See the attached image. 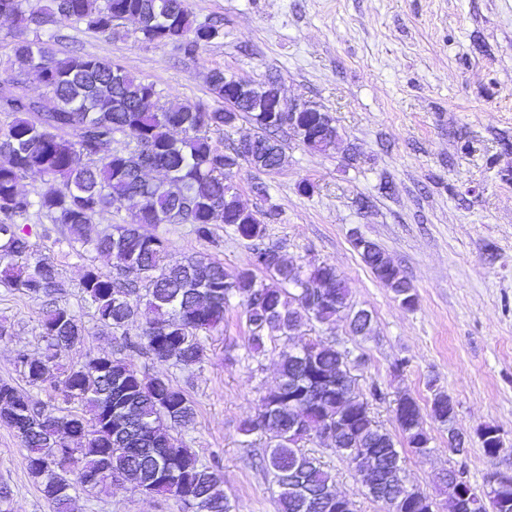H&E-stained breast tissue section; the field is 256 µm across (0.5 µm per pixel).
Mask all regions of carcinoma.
I'll return each instance as SVG.
<instances>
[{
    "mask_svg": "<svg viewBox=\"0 0 512 512\" xmlns=\"http://www.w3.org/2000/svg\"><path fill=\"white\" fill-rule=\"evenodd\" d=\"M0 17L15 23L9 62L14 74L0 81V112L12 116L0 130V287L30 297L59 291L56 270L47 257L31 258L29 232L20 220L34 211L66 229L76 239L84 229L114 209L128 211L129 221L98 236L94 249L113 260V273L85 267L80 283L85 301L101 326L124 337L129 355L146 354L181 369L203 361V336L224 322L236 299L249 328V349L260 355L272 333L290 336L300 320L322 325L352 307L350 289L326 262L303 267L266 243L272 213L253 212L240 202L230 179L242 165L264 173L277 171L283 148L277 133L288 128L278 113L267 111L261 92L240 95L224 90V71L214 69L209 87L219 106L161 101L151 82L139 80L118 62L67 53L62 56L26 37L31 27L65 21L83 22L100 34L114 35L119 22L134 19L143 39L171 42L188 58L218 37V28L197 21L187 0H0ZM35 80L52 106L25 92ZM248 119L256 128L250 155L239 158L234 146L221 147L212 134ZM306 132L295 136L310 149L336 144V125L325 112L303 113ZM121 134L134 147L103 154L100 144ZM164 174L154 180L143 171ZM39 173L59 187L32 199L21 180ZM230 226L250 251L248 266L227 271L218 261L194 256L169 264L160 237L143 231L146 224H189L197 239L213 238L212 225ZM353 246L373 276L412 309L416 290L408 277L372 241ZM263 272L266 283L257 277ZM138 322L132 337L127 327ZM84 322L67 304L53 301L41 320L43 352L17 356L26 382H43V367L60 365L66 352L84 341ZM349 352L322 339L279 352L280 380L260 398L255 415L244 419V435L266 436L263 463L279 487V512H336L332 475L304 443L338 425L336 452L345 459L356 449L379 454L372 499L391 512L403 465L392 434L372 414L345 359ZM64 402L85 410L44 405L15 386L0 383V422L14 430L26 451L29 474L53 507L68 512L72 493L87 489L84 478L104 468L148 496L173 494L172 479L182 486L178 500L193 512H234L220 493L219 467L201 463L192 449L173 436L195 420L194 402L166 377L142 372L126 357L94 355L64 370ZM129 406L131 420H107L116 398ZM396 421L406 447L430 450L422 426V409L410 396ZM430 413L446 429L454 428L453 400L433 394ZM144 423L142 431L130 421ZM488 474L486 488H471L479 512H512V485L496 489ZM435 502L418 492L405 512H435Z\"/></svg>",
    "mask_w": 512,
    "mask_h": 512,
    "instance_id": "obj_1",
    "label": "carcinoma"
}]
</instances>
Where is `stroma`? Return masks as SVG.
<instances>
[{"instance_id": "obj_1", "label": "stroma", "mask_w": 512, "mask_h": 512, "mask_svg": "<svg viewBox=\"0 0 512 512\" xmlns=\"http://www.w3.org/2000/svg\"><path fill=\"white\" fill-rule=\"evenodd\" d=\"M198 21L217 23L218 38L188 58L176 45L143 40L134 21L110 38L86 24L65 22L29 31L59 52L109 57L154 83L167 101L215 106L207 75L215 68L254 81L277 79L284 95L330 113L341 135L326 151L282 136L285 162L276 172L243 168L234 184L252 211L276 208L269 242L296 263L335 265L354 306L371 311L369 338L351 335L346 315L333 325H302L289 338L251 356L248 327L238 306L205 336V359L182 370L144 354L134 365L181 387L194 401L195 423L178 437L198 459L219 466L223 491L236 512H278L277 487L260 467L263 435L244 436L259 396L279 382L278 353L314 337L351 350L361 391L378 386L370 407L391 434L397 396L428 408L435 391L455 404V427L467 454L448 450V431L431 416L427 455L405 452L410 484L437 504L447 500L448 470L464 471L476 489L492 469L479 434L497 427L512 447V0H188ZM265 182L267 196L253 193ZM310 185L301 193L300 182ZM29 241L54 263L68 304L87 336L66 364L119 354L123 337L94 318L79 283L86 266L112 269L92 246L67 233L44 234L29 217ZM167 258L190 256L246 266L249 250L229 227L214 225V242L198 240L187 224H161ZM377 243L411 279L415 309L403 307L379 283L353 247L354 236ZM43 300L0 288V381L29 390L47 405L63 402L64 376L51 371L28 387L18 353L40 354ZM332 474L354 512H384L366 495L349 462L322 440L307 443ZM24 447L0 424V512H52L30 476ZM73 512H185L172 496H147L117 480L76 495Z\"/></svg>"}]
</instances>
